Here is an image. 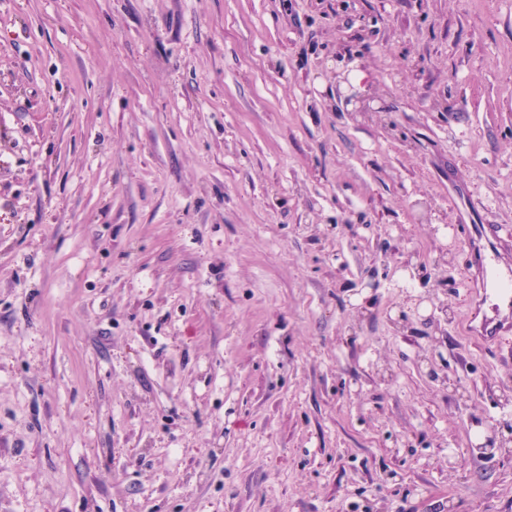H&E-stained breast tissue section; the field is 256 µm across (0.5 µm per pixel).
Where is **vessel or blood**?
Here are the masks:
<instances>
[{
	"instance_id": "obj_1",
	"label": "vessel or blood",
	"mask_w": 512,
	"mask_h": 512,
	"mask_svg": "<svg viewBox=\"0 0 512 512\" xmlns=\"http://www.w3.org/2000/svg\"><path fill=\"white\" fill-rule=\"evenodd\" d=\"M464 231L469 246L477 250L484 261L495 265L486 278L490 285L488 295L492 300L493 314L480 323L481 336L491 341L504 325H512V267L500 263L502 237L498 227L479 223L474 218L465 225Z\"/></svg>"
}]
</instances>
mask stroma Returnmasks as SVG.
I'll return each mask as SVG.
<instances>
[{"mask_svg":"<svg viewBox=\"0 0 512 512\" xmlns=\"http://www.w3.org/2000/svg\"><path fill=\"white\" fill-rule=\"evenodd\" d=\"M471 204L512 237V0H0V512H512ZM491 436L486 440L485 448L504 449L508 448L511 453L510 444L512 443V423L509 421L499 422L490 427Z\"/></svg>","mask_w":512,"mask_h":512,"instance_id":"obj_1","label":"stroma"}]
</instances>
